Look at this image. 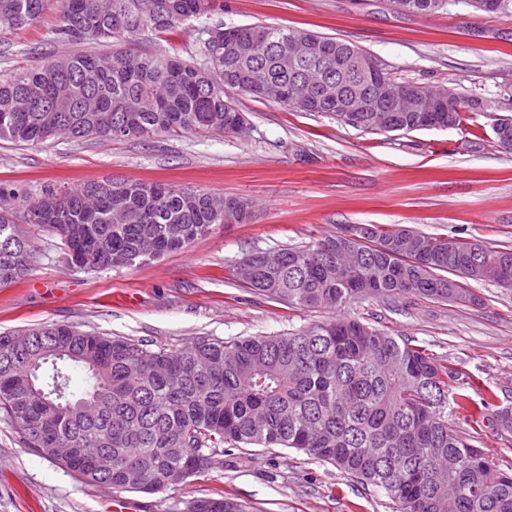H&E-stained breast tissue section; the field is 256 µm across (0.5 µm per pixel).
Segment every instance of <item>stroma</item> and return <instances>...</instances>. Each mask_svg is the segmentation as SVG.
<instances>
[{
  "label": "stroma",
  "instance_id": "obj_1",
  "mask_svg": "<svg viewBox=\"0 0 512 512\" xmlns=\"http://www.w3.org/2000/svg\"><path fill=\"white\" fill-rule=\"evenodd\" d=\"M59 0L38 22L0 34V77L67 53L57 41ZM263 23L349 41L380 59L396 81L445 86L488 105L470 127L368 134L315 112H293L232 91L249 119L241 135L207 132L133 140L55 139L42 145L0 140V183L23 211L49 186L67 191L112 179L164 183L238 197L244 222L217 224L187 249L130 267L79 270L59 239L35 227L29 274L0 284V334L46 322L175 349L199 336L227 340L282 333L332 317L301 310L243 288L233 268L249 253L313 242L344 224L407 227L492 248H512V153L495 142L496 115L512 113V12L475 11L448 0L432 15L401 12L392 0H224L222 10L171 35L130 39L133 53H194L201 29ZM479 304L416 295L369 299L346 314L415 341L459 373L455 390L496 409L512 408V288L471 283ZM452 428L478 430L499 468H512V432L491 421L474 428L468 410L448 406ZM230 496L252 512H394L383 492L333 465L289 448L225 447L210 470L158 493L90 485L26 448L0 414V512H187L198 497Z\"/></svg>",
  "mask_w": 512,
  "mask_h": 512
}]
</instances>
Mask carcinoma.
<instances>
[{
  "instance_id": "obj_1",
  "label": "carcinoma",
  "mask_w": 512,
  "mask_h": 512,
  "mask_svg": "<svg viewBox=\"0 0 512 512\" xmlns=\"http://www.w3.org/2000/svg\"><path fill=\"white\" fill-rule=\"evenodd\" d=\"M408 13L430 15L446 0H393ZM46 0H0V31L27 25ZM55 35L74 50L38 69L0 79V140L41 144L65 134L136 139L190 132L224 134L245 117L225 90L258 100L280 86L277 104L295 112L330 114L366 133L412 132L467 123L477 99L395 81L386 68L365 70L369 53L314 33L318 53L289 56L300 31L251 24L205 31L201 58L149 51L127 64L130 52L95 54L84 43L169 33L218 10L217 0H61ZM266 41L254 53L251 41ZM310 84L311 100L289 91ZM420 95L432 112H398L380 125L382 103L374 83ZM348 111H336V95ZM497 145L512 152V117L497 119ZM188 188L146 182H90L58 192L44 187L28 201L24 220L81 253L80 269L129 266L141 259L146 238L159 254L188 248L224 211L249 217L248 203ZM16 214L0 209V283L30 271L32 248ZM345 224L312 245L247 255L233 271L242 286L300 309L343 307L366 299L412 294L440 302L473 303L469 284L485 281L482 267L498 268L497 284L512 287V249H490L455 237L411 229L363 227L359 239ZM21 345L0 335V412L14 423L26 447L46 457L57 441L70 444L60 464L89 483L104 480L118 491L157 493L180 468L201 475L217 450L257 445L294 448L382 492L396 512H512V469L495 466L484 450L448 425V393L458 372L425 347L397 339L368 321L331 318L268 336L198 337L177 350L121 336L50 323L24 330ZM90 379L76 394L69 369ZM112 459L101 476L83 449ZM188 512H249L231 497H199Z\"/></svg>"
}]
</instances>
